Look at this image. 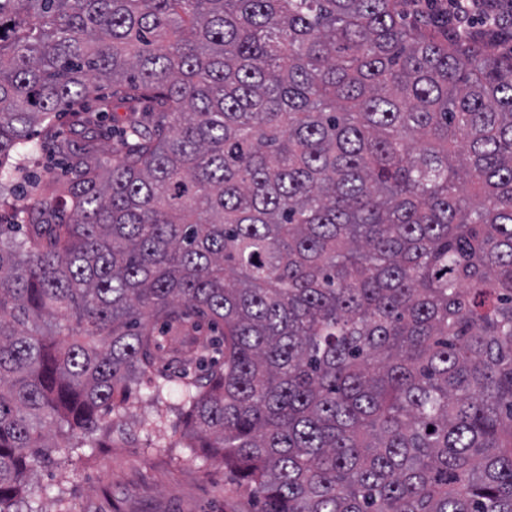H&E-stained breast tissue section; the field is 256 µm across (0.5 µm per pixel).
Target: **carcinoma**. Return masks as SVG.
<instances>
[{
    "label": "carcinoma",
    "instance_id": "obj_1",
    "mask_svg": "<svg viewBox=\"0 0 512 512\" xmlns=\"http://www.w3.org/2000/svg\"><path fill=\"white\" fill-rule=\"evenodd\" d=\"M447 28L0 0V172L38 128L74 162L0 224V512L175 377L184 447L260 512H512V55Z\"/></svg>",
    "mask_w": 512,
    "mask_h": 512
}]
</instances>
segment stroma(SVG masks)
<instances>
[{
    "label": "stroma",
    "mask_w": 512,
    "mask_h": 512,
    "mask_svg": "<svg viewBox=\"0 0 512 512\" xmlns=\"http://www.w3.org/2000/svg\"><path fill=\"white\" fill-rule=\"evenodd\" d=\"M37 142L26 180H13L11 190L0 193L2 223H23L17 198L33 181L66 172L53 142L42 136ZM148 419L164 422L172 445L168 453L151 449ZM184 421L179 391L157 402L149 384L133 387L124 412L112 420L110 440L94 449L90 460L74 464L62 501L45 500L46 512H257L234 472L184 448Z\"/></svg>",
    "instance_id": "1"
}]
</instances>
